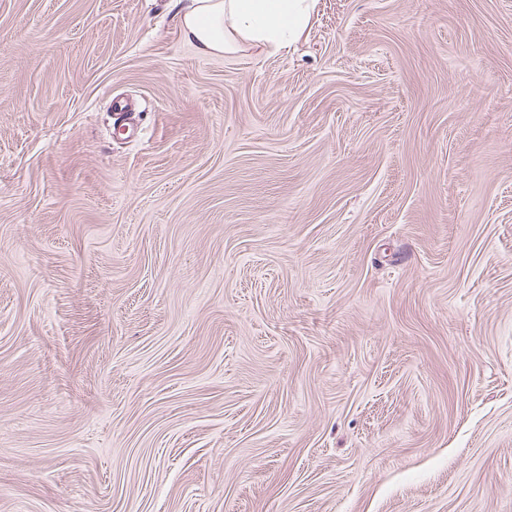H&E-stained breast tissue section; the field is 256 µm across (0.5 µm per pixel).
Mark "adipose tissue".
Wrapping results in <instances>:
<instances>
[{
	"label": "adipose tissue",
	"mask_w": 512,
	"mask_h": 512,
	"mask_svg": "<svg viewBox=\"0 0 512 512\" xmlns=\"http://www.w3.org/2000/svg\"><path fill=\"white\" fill-rule=\"evenodd\" d=\"M315 0H187L179 13L184 38L203 56L250 44L279 52L310 26Z\"/></svg>",
	"instance_id": "adipose-tissue-1"
}]
</instances>
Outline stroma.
Returning <instances> with one entry per match:
<instances>
[{"label":"stroma","mask_w":512,"mask_h":512,"mask_svg":"<svg viewBox=\"0 0 512 512\" xmlns=\"http://www.w3.org/2000/svg\"><path fill=\"white\" fill-rule=\"evenodd\" d=\"M175 12L0 0V512H512V0ZM183 37L202 56L236 52L241 44L288 50L310 26L315 0H174Z\"/></svg>","instance_id":"obj_1"}]
</instances>
